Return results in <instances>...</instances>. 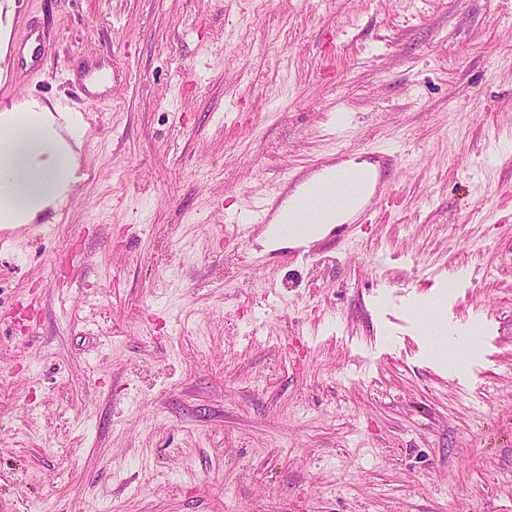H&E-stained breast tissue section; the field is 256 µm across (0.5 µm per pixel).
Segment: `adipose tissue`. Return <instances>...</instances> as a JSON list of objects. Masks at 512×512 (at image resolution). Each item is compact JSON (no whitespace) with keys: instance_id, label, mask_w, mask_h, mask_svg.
Masks as SVG:
<instances>
[{"instance_id":"ef3b65f1","label":"adipose tissue","mask_w":512,"mask_h":512,"mask_svg":"<svg viewBox=\"0 0 512 512\" xmlns=\"http://www.w3.org/2000/svg\"><path fill=\"white\" fill-rule=\"evenodd\" d=\"M82 118L52 100L0 104V226L36 224L58 211L84 179ZM352 213L344 208L305 228L272 225L265 246H309Z\"/></svg>"}]
</instances>
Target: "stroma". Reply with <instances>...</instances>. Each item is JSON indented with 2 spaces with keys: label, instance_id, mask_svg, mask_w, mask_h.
Masks as SVG:
<instances>
[{
  "label": "stroma",
  "instance_id": "1",
  "mask_svg": "<svg viewBox=\"0 0 512 512\" xmlns=\"http://www.w3.org/2000/svg\"><path fill=\"white\" fill-rule=\"evenodd\" d=\"M0 9V100L81 112L87 174L0 253V512H512V0ZM346 148L401 156L367 223L242 237ZM308 178L309 176L304 177L296 174L290 176L287 173L284 175L282 181L284 186L285 184L286 186L283 191H278L273 195L259 197L248 207L252 215L248 224L241 225L243 226L244 232L250 234L256 228L271 224L272 226L266 233V239L262 242L265 247L276 244L308 247L311 243L321 238L333 224H340L346 221L362 202V198L358 197L348 207L342 210H336L325 216L322 219L323 222L311 224L305 228H292L289 230L286 224H273L288 197V187L296 185L298 182H305Z\"/></svg>",
  "mask_w": 512,
  "mask_h": 512
}]
</instances>
